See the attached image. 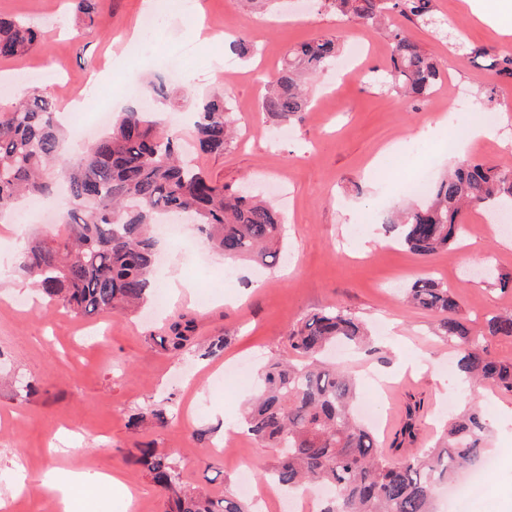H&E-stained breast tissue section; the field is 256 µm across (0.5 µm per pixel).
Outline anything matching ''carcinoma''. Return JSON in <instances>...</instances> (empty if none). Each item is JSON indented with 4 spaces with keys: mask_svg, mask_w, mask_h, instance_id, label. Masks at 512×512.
Masks as SVG:
<instances>
[{
    "mask_svg": "<svg viewBox=\"0 0 512 512\" xmlns=\"http://www.w3.org/2000/svg\"><path fill=\"white\" fill-rule=\"evenodd\" d=\"M324 6L348 19L382 27L390 43L391 87L411 99L427 98L442 78L436 60L406 31L389 25L393 14L424 25L436 24L433 0H325ZM341 37L322 36L293 47L279 71L266 81L259 111L290 122L309 109L303 80L336 66ZM38 43L37 30L0 18V58H17ZM470 62L503 79H512V54L472 48ZM167 98L162 83L141 109L122 113L111 131L74 154L62 151L57 104L35 91L21 101L0 102V215L19 198L54 194L53 173L68 181L70 207L60 214V233L31 240L20 252V272L49 299L76 315L92 316L136 308L153 297L158 280L157 240L161 220L178 218L197 225L211 248L225 259H249L263 266L279 261L276 246L284 223L271 200H260L214 181L189 163L179 140L158 128L153 104ZM235 118L222 96L207 100L195 120L194 153L222 154L232 142ZM512 212V168L458 158L451 173L434 181L424 204L390 212L384 228L415 254L428 257L467 232L470 209ZM409 299L438 317L437 333L460 351L458 375L512 392V363L489 356L488 342L512 338V313L489 314L474 331L459 316L450 288L421 278L407 288ZM196 323L181 315L167 331L149 336L174 355L195 344ZM375 351L365 322L339 306L305 316L288 334L289 352L272 357L258 375L259 392L247 401L244 430L276 449L259 477L290 493L306 485L328 488L319 512H436L437 491L480 462L489 424L473 407L452 417L443 446L412 452L422 409L407 405L405 419L390 448L403 451L391 460L378 451L374 431L358 421L353 403L355 379L320 354L336 343ZM227 336L199 347L200 356L224 352ZM165 493V512H250L235 491L213 497L182 485L169 453L150 445L138 459Z\"/></svg>",
    "mask_w": 512,
    "mask_h": 512,
    "instance_id": "cac0c4a2",
    "label": "carcinoma"
}]
</instances>
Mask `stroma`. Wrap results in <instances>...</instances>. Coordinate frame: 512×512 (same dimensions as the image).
Instances as JSON below:
<instances>
[{"label":"stroma","mask_w":512,"mask_h":512,"mask_svg":"<svg viewBox=\"0 0 512 512\" xmlns=\"http://www.w3.org/2000/svg\"><path fill=\"white\" fill-rule=\"evenodd\" d=\"M434 4L445 30L410 23L405 29L438 62L443 77L429 98L410 101L382 82L390 58L384 34L330 12L321 0L282 2L274 17L250 11L241 0H198L190 20L172 6L139 41L136 55L118 57L112 39L141 27L146 0H95L93 26L73 0H0V17L32 24L41 34L27 55L0 59V76L22 79L26 89L48 92L58 105L87 74L104 73L110 87L89 97L91 113L134 107L137 100L125 86L145 91L162 81L180 116L175 131L188 142L198 105L223 95L239 125L255 132L197 162L217 182L276 198L286 228L284 256L273 267L241 263L228 277L223 256L195 225H183L180 237L160 238L159 267L172 286L156 311L86 318L46 307L12 260L28 236L51 238L56 228L37 219H0V501L10 512H56L54 500L37 490L52 468L120 473L140 489V512H163L161 490L135 461L149 443L173 454L187 489L213 496L228 485L242 494L251 487L264 491L256 470L272 462L273 450L244 435L220 453L222 426L240 420L258 370L286 350L289 331L305 315L332 305L366 320L376 339L378 355L344 354L340 361L373 406L381 448H388L411 399L424 402L418 452L441 437L450 414L478 405L491 428L488 462L480 469L485 491L460 500L456 512H512V392L488 385L461 389L457 352L437 336L436 316L404 298L407 286L429 276L451 288L468 322L512 311V290L496 281L512 275V233L500 232L485 210L475 209L466 237L425 259L394 241L371 238L400 184L417 172L440 177L462 154L512 166V150L499 143L503 127L512 126V80L474 66L460 49L465 43L510 54L512 40L478 22L465 0ZM240 34L253 53L224 74L214 59L227 54L229 39ZM336 34L347 46L363 41L365 54L351 70L317 77L310 108L287 136L274 137V122L258 110L266 76L290 47ZM180 46L190 52L174 73L168 58ZM458 85L470 92L464 112L454 97ZM456 116L483 133L463 139L451 153L445 141ZM185 313L196 319L200 338L227 336L223 356H176L150 344L149 335ZM238 363L247 370L246 384L210 382L217 369ZM164 403L173 410L165 426L132 425L134 416ZM72 435L79 443L70 452ZM242 452L252 468L246 476L239 472ZM21 478L29 489L19 494Z\"/></svg>","instance_id":"stroma-1"}]
</instances>
